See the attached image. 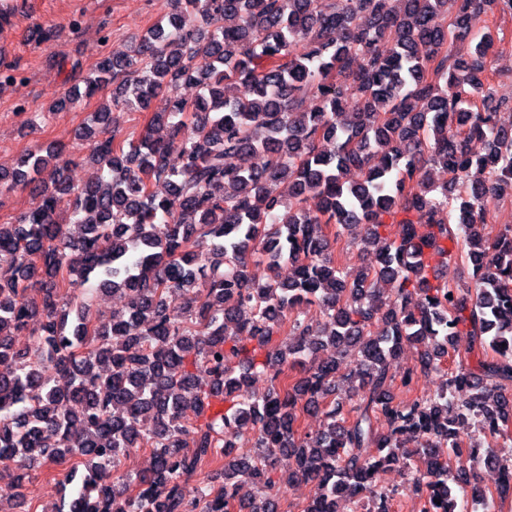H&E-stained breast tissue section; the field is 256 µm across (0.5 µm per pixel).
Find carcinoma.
I'll return each instance as SVG.
<instances>
[{
    "label": "carcinoma",
    "mask_w": 512,
    "mask_h": 512,
    "mask_svg": "<svg viewBox=\"0 0 512 512\" xmlns=\"http://www.w3.org/2000/svg\"><path fill=\"white\" fill-rule=\"evenodd\" d=\"M175 3L53 106L116 84L79 133L104 175L73 187L62 145L0 170V192L41 197L0 224L11 271L0 279V480L16 489L34 466L76 458L89 473L69 512H232L244 483L254 496L239 512H276L277 492L299 480L314 488L302 512H392L380 477L422 435L401 488L417 512L493 503L467 476L448 482L462 455L494 462L496 495L512 494V462L495 452L512 422V224L491 234L480 207L487 192L512 200L488 25L512 0ZM302 41L311 48L299 55ZM185 84L199 87L194 99L178 95ZM163 93L168 111L148 113ZM119 105L146 113L137 138L111 124ZM253 155L258 165L238 164ZM432 166L448 181L435 185ZM473 169L487 178L471 180ZM352 171L359 181H346ZM360 226L375 263L343 270L334 244ZM253 262L270 275L256 278ZM459 263L467 277L449 276ZM34 276L44 286L30 297ZM92 280L126 294L109 325L94 321L89 289L60 305ZM26 331L32 347L14 350ZM462 333L468 351L445 385L394 402L389 361L416 348L400 377L410 388L443 369ZM325 348L354 352L355 365L340 374ZM260 378L269 388L256 397ZM314 409L323 430L300 433ZM469 422L483 440L462 436ZM240 440L253 454L234 453ZM136 448L152 466L131 479L123 463ZM285 454L294 468L283 474ZM205 464L218 466L213 480L190 486Z\"/></svg>",
    "instance_id": "1"
}]
</instances>
